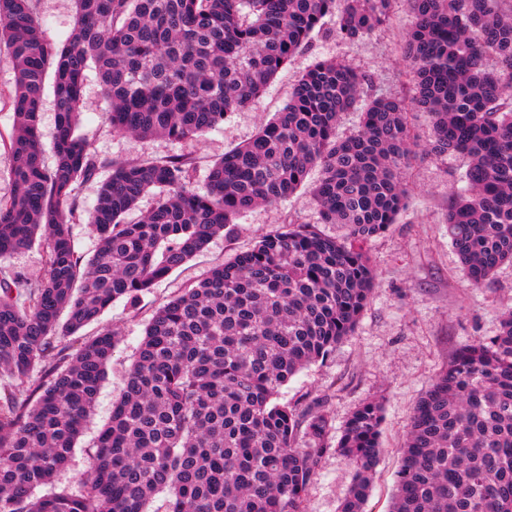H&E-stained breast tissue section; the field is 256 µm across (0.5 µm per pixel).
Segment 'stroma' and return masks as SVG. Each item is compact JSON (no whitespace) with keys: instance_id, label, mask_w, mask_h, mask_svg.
<instances>
[{"instance_id":"obj_1","label":"stroma","mask_w":512,"mask_h":512,"mask_svg":"<svg viewBox=\"0 0 512 512\" xmlns=\"http://www.w3.org/2000/svg\"><path fill=\"white\" fill-rule=\"evenodd\" d=\"M38 11L49 36L63 41L76 16L74 0H38ZM413 15L408 0H395L390 22L352 43L336 34L333 18L283 66L265 92L249 107L202 136L179 143L163 138H136L112 132L107 103L96 76L84 90L79 134L91 154L107 160H150L183 154L194 161L192 182L204 188L208 170L224 152L249 141L260 126L287 102L301 71L318 60L342 59L367 75L379 95L406 89L402 47ZM15 72L0 52V197L12 192L11 156L4 141L13 124L9 96ZM466 161L459 156L422 157L405 169L407 209L390 230L365 242L377 286L364 308L353 336L337 345L331 356L293 376L280 391L281 402L322 399L333 417L334 431L361 403L384 402L380 455L366 512H389L399 466V449L414 406L449 363L455 352L477 339L496 335L502 312L512 308V264L499 266L481 286H474L448 240L445 216L449 200L465 187ZM320 178L312 169L304 186L273 207L243 213L229 233L214 237L207 247L143 294L136 304L117 300L101 318L76 336L57 337V346L75 349L94 336L99 325L112 326L118 342L107 366L96 407L73 456L59 478L61 486L79 490L98 434L107 424L112 404L124 389L127 373L155 311L213 267L253 247L258 238L289 224H312L330 237L343 235L337 224L320 220L312 190ZM352 481V470L339 454H329L308 488L306 512H338Z\"/></svg>"}]
</instances>
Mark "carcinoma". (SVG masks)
Wrapping results in <instances>:
<instances>
[{"label":"carcinoma","mask_w":512,"mask_h":512,"mask_svg":"<svg viewBox=\"0 0 512 512\" xmlns=\"http://www.w3.org/2000/svg\"><path fill=\"white\" fill-rule=\"evenodd\" d=\"M410 2V96H370L366 76L318 61L254 139L210 167L199 191L182 154L108 161L89 152L78 134L88 70L113 132L180 142L251 105L325 18L357 42L388 24L393 0H75L61 45L35 0H0V49L16 72L14 190L0 197V258L36 243L45 257L36 281L0 279V512H148L163 491L168 512H305L332 451L353 470L340 512H365L383 402L359 405L333 446L324 402L290 405L278 394L353 334L375 288L361 243L405 208L399 170L419 155L466 157L448 238L475 286L512 263V9L504 0ZM49 72L51 166L39 129ZM361 99V126L336 140L338 119ZM414 110L433 120L426 143L411 131ZM106 167L88 213L76 190ZM314 167L321 222L343 225L346 239L290 224L159 307L83 488H53L117 333L104 327L73 352L55 349V337L99 322L119 299L136 302L239 215L292 196ZM152 190L155 206L125 221ZM81 223L97 240L88 260L72 235ZM392 512H512V310L497 335L465 345L414 407Z\"/></svg>","instance_id":"carcinoma-1"}]
</instances>
